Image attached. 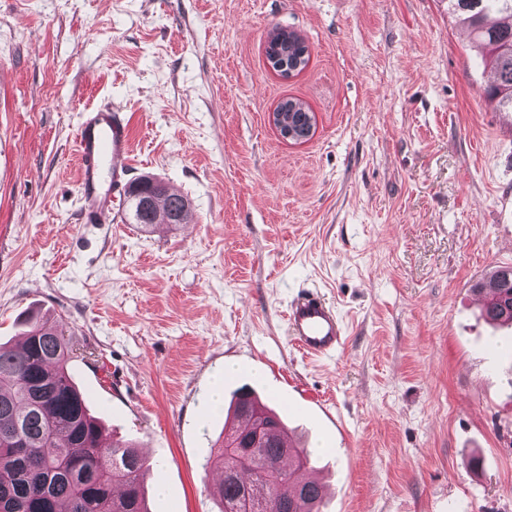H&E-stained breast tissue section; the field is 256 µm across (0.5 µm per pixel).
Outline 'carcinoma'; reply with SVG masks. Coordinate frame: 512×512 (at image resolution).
<instances>
[{
  "label": "carcinoma",
  "mask_w": 512,
  "mask_h": 512,
  "mask_svg": "<svg viewBox=\"0 0 512 512\" xmlns=\"http://www.w3.org/2000/svg\"><path fill=\"white\" fill-rule=\"evenodd\" d=\"M448 13L465 25L486 48L496 74L489 96L504 112H512V0H448ZM266 59L278 75L302 72L310 55L304 38L293 30L274 29L265 48ZM275 111L284 113L296 143L310 138L316 117L298 98L282 100ZM144 175L125 192L128 221L151 226L159 210L168 224L193 220L191 201L165 186L148 209L131 199L133 188L146 183ZM492 289L482 309L490 323L512 325V267L501 266L478 293ZM27 330L15 346L0 344V512H148L142 477L146 457L130 442L108 437L69 369L74 345L61 324L26 320ZM238 425L224 428L213 460L223 475L218 491L220 512H238L246 496L259 485L263 498L256 512H320L323 496L306 471L312 457L287 440L278 414L242 389L230 402ZM260 435L251 449L255 467L239 470L229 451L231 441ZM277 472L263 479L266 465Z\"/></svg>",
  "instance_id": "cac0c4a2"
}]
</instances>
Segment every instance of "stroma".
<instances>
[{
	"mask_svg": "<svg viewBox=\"0 0 512 512\" xmlns=\"http://www.w3.org/2000/svg\"><path fill=\"white\" fill-rule=\"evenodd\" d=\"M277 27L309 47L298 75L266 63ZM494 82L448 0H0V342L64 323L93 415L153 463L149 512H217L218 382L315 449L323 512H512V327L472 291L512 266ZM288 97L307 142L269 119ZM101 104L130 122L129 179L193 223L81 222ZM305 289L347 329L333 356L290 340ZM276 112H285L284 120L287 126L294 130V143H303L309 140L311 128H315L316 117L310 107L298 98H286L282 100L274 112H271L270 119L272 124L277 117Z\"/></svg>",
	"mask_w": 512,
	"mask_h": 512,
	"instance_id": "stroma-1",
	"label": "stroma"
}]
</instances>
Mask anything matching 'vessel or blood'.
Returning a JSON list of instances; mask_svg holds the SVG:
<instances>
[{
  "instance_id": "1",
  "label": "vessel or blood",
  "mask_w": 512,
  "mask_h": 512,
  "mask_svg": "<svg viewBox=\"0 0 512 512\" xmlns=\"http://www.w3.org/2000/svg\"><path fill=\"white\" fill-rule=\"evenodd\" d=\"M76 142L82 221L110 223L115 201L128 186L125 161L131 137L122 111L107 105L85 110ZM287 322L293 341L308 356L331 355L343 344L345 331L339 315L316 292H304L291 302Z\"/></svg>"
}]
</instances>
